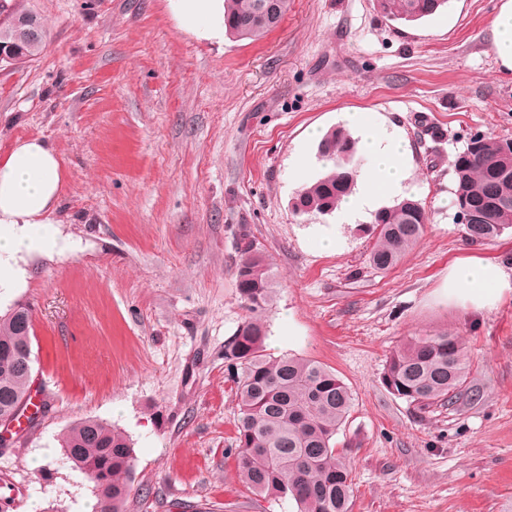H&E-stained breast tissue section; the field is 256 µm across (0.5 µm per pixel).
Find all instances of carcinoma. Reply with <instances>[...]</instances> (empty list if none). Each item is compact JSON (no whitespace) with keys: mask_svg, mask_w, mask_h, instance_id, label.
I'll return each mask as SVG.
<instances>
[{"mask_svg":"<svg viewBox=\"0 0 512 512\" xmlns=\"http://www.w3.org/2000/svg\"><path fill=\"white\" fill-rule=\"evenodd\" d=\"M274 6L273 19L259 16V4ZM449 0H375L392 20L415 22L448 7ZM289 0H224V29L234 38L259 39L288 12ZM33 16L0 0V33L14 20ZM45 29L35 18V33L23 45L32 60L45 47ZM318 159L331 167L296 194L302 213L327 214L352 191L356 179L349 168L361 169L356 141L342 128L328 131L317 145ZM455 197H465L479 214L464 225L466 238L483 243L512 228V204L496 205L502 192L512 196V153L495 137H486L464 167H454ZM374 243L368 263L376 271L395 267L420 240L425 214L415 199L404 198L374 214ZM236 279L241 301L249 312L224 345V366L235 386L239 408L236 466L241 480L256 495L291 498L297 512H351L352 479L346 457L334 437L353 404L349 387L321 363L302 357L266 353L267 328L261 314L272 301L270 269L251 243L239 247ZM32 315L17 305L0 315V417L12 413L27 396L32 382ZM469 361L462 338L451 333L416 336L393 352L383 382L396 397L426 409L453 404L468 394ZM66 462L94 479L97 512H124L134 469L129 440L109 425L87 419L62 439Z\"/></svg>","mask_w":512,"mask_h":512,"instance_id":"1","label":"carcinoma"}]
</instances>
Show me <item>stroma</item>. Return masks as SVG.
<instances>
[{
    "label": "stroma",
    "mask_w": 512,
    "mask_h": 512,
    "mask_svg": "<svg viewBox=\"0 0 512 512\" xmlns=\"http://www.w3.org/2000/svg\"><path fill=\"white\" fill-rule=\"evenodd\" d=\"M503 0H452L415 23L374 0H290L258 41L185 27L176 0H24L47 32L34 61L0 63V154L39 137L65 187L51 251L21 260L0 312L32 311L33 388L46 413L0 445L14 512H87L93 483L61 440L95 419L135 454L125 512H297L254 495L235 468L238 407L224 345L248 312L235 278L240 232L267 260L266 350L318 361L350 388L335 436L348 451L352 512H512V297L480 314L441 283L464 256H512L455 220L454 160L471 134L512 136V72L491 22ZM382 114L411 151L419 243L372 270L373 211L295 212V168L318 177L311 127ZM339 250L320 252L322 233ZM452 333L477 401L420 411L382 377L414 336Z\"/></svg>",
    "instance_id": "35a3bbf8"
}]
</instances>
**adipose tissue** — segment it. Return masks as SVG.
Returning <instances> with one entry per match:
<instances>
[{
  "label": "adipose tissue",
  "mask_w": 512,
  "mask_h": 512,
  "mask_svg": "<svg viewBox=\"0 0 512 512\" xmlns=\"http://www.w3.org/2000/svg\"><path fill=\"white\" fill-rule=\"evenodd\" d=\"M359 140L369 168L353 193L340 203L343 215L355 217L385 197L401 195L409 168L407 141L390 130L382 115H343ZM64 175L55 150L44 140L17 142L0 156V288L13 287L17 255L49 248L54 240L52 215L63 193ZM442 291L463 311L481 313L512 295V264L478 257L457 259L443 277Z\"/></svg>",
  "instance_id": "ef3b65f1"
}]
</instances>
